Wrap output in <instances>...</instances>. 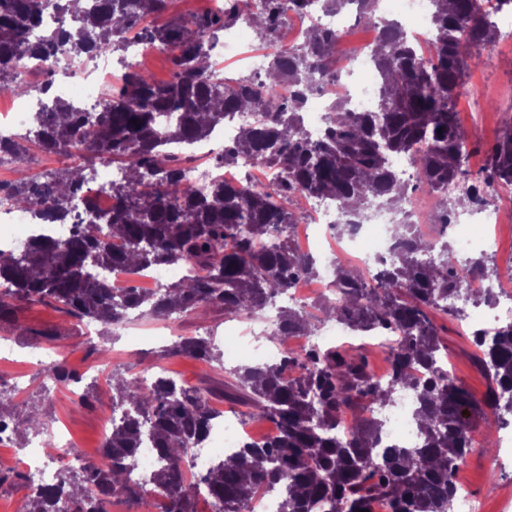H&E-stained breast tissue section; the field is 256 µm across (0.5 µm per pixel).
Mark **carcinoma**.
<instances>
[{"instance_id": "cac0c4a2", "label": "carcinoma", "mask_w": 512, "mask_h": 512, "mask_svg": "<svg viewBox=\"0 0 512 512\" xmlns=\"http://www.w3.org/2000/svg\"><path fill=\"white\" fill-rule=\"evenodd\" d=\"M170 0H57L61 23L55 42L31 43L24 33L41 24L46 0H0V95L44 93L21 77L30 57L61 50L74 58L123 56L134 45H166L175 51L167 81H156L132 65L122 66L121 84L101 98L88 115L58 99L33 115L34 144L48 154L77 155L90 166L122 171L112 183V210L96 216L108 239L92 229L68 239H42L21 249L0 250V320L12 318V302H53L80 320L117 325L132 310L155 315L216 308L226 314H253L288 293L294 283L318 274L319 261L287 242L298 223L288 208L294 194L330 199L350 219L361 220L372 207L391 214L393 258L370 277L336 267V302L282 307L272 343L292 335L315 336L329 320L352 329L377 330L393 337L387 347L390 370L383 380L354 347L325 346L304 353L286 351L262 366L229 370L224 397L243 407L241 424L271 420L278 434L264 442H242L240 449L212 463L190 483L180 468L205 447L212 421L223 413L208 395L185 388L162 372L144 381L137 374L112 371V432L102 448L107 464L91 470L69 467L49 486L32 491L25 512H53L60 497L68 512H110V497L137 501L141 512H196L200 487L216 512H245L257 486L283 488L281 512H358L376 497L390 512H453V473L469 450L470 425L501 429L512 418V325L476 334L481 363L492 380L483 401L473 398L448 369L434 367L440 357L439 330L432 312H448L444 301L462 290L464 270L490 276L483 253L456 267L452 248L424 261L430 244L412 233L406 216L411 194L393 167L410 153L415 185L439 193L445 210L433 217L448 224L446 206L472 205L480 186L512 187V128L485 154L483 177L465 168L467 144L455 102L465 92L469 62L495 43L498 30L475 18L476 0H429L436 31L423 59L392 22L376 15L378 0H321L322 11L341 13L356 6L357 20L378 33L369 49L380 72L376 109L359 114L347 104L332 105L325 130L313 141L302 124L316 82L315 62L325 61L336 32L311 22L305 46L285 55L274 32L288 11L308 10L310 0H224L218 10L146 26V17L163 14ZM247 17L268 65L260 79L228 78L209 63L219 35ZM234 112H251L231 146L217 159L227 165L238 156L282 168L280 187L257 191L245 183L227 184L216 175L202 193L192 190L174 167L175 151L189 149ZM137 120L132 124L131 120ZM471 185L463 197L448 198V185ZM87 185L78 165L8 184L0 183V206L44 216H63L62 203ZM153 266L188 269L160 293L104 286L107 269L127 276ZM219 368L224 351L212 340L183 337L169 348ZM300 376L284 380L285 368ZM426 367L424 378L416 371ZM413 394V420L424 439L420 448L379 447V424L365 417L372 406H388L399 393ZM360 409L346 435L340 419ZM24 438L40 427L31 417L0 407V428ZM165 465L152 474L158 503L145 495L131 473L145 436Z\"/></svg>"}]
</instances>
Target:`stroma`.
I'll list each match as a JSON object with an SVG mask.
<instances>
[{
  "instance_id": "1",
  "label": "stroma",
  "mask_w": 512,
  "mask_h": 512,
  "mask_svg": "<svg viewBox=\"0 0 512 512\" xmlns=\"http://www.w3.org/2000/svg\"><path fill=\"white\" fill-rule=\"evenodd\" d=\"M500 53L488 67L472 65L468 74L469 95L458 105L460 120L466 121L470 141L484 145L495 142L501 132L512 125V37L503 36L497 43ZM76 158L67 154H44L28 146L21 158L0 160V179L16 181L36 173L76 166ZM15 315L22 324L13 329L0 321V347L9 345V352L0 350V405L22 417L39 416L48 428L65 426L67 435L78 451L96 456L102 439L100 424L112 407V387L98 382L96 369L110 366L122 371H165L189 387L207 391L211 404L225 415L237 412L236 403L224 400L225 373L222 369L187 358L167 354V344L153 334L162 325V318L148 313L132 314L125 324L89 327L87 322L73 319L43 303L19 302ZM442 329L441 339L448 357V368L474 397L483 398L487 379L477 362L472 332L455 315L435 314ZM251 327L244 347L252 351L262 348L259 334L265 326L262 316L227 315L215 309L183 313L176 325L180 336L210 333L225 339L237 328ZM109 348L108 357H101L102 348ZM51 349L61 362L78 373L76 390H90L89 403L72 401L56 389L55 383L44 381L32 363L35 352ZM39 442L30 436L26 447L0 443V468L14 472L13 482L0 485V512H24L32 489L25 475L28 456ZM455 479L470 493L477 512H512L504 505L503 494H512V455L499 456L497 449L479 439L461 462Z\"/></svg>"
}]
</instances>
